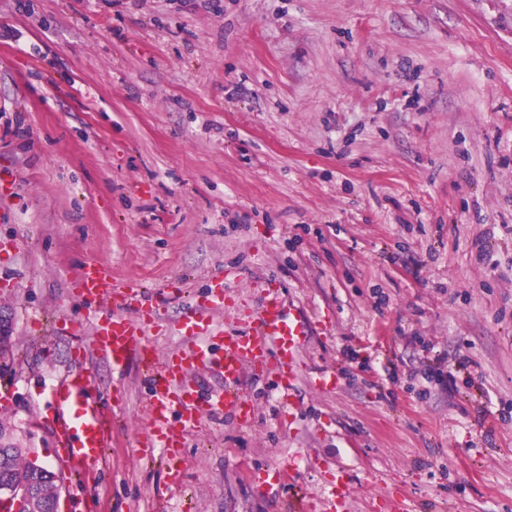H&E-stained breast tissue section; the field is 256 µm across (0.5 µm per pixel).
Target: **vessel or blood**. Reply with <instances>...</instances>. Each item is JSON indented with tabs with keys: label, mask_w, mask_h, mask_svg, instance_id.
<instances>
[{
	"label": "vessel or blood",
	"mask_w": 512,
	"mask_h": 512,
	"mask_svg": "<svg viewBox=\"0 0 512 512\" xmlns=\"http://www.w3.org/2000/svg\"><path fill=\"white\" fill-rule=\"evenodd\" d=\"M78 295L98 300L113 297L112 273L100 264L83 265L72 277ZM206 301L194 304L179 319L174 332L184 344L165 358H157L145 337L157 316L158 294L136 297L135 313L119 312L97 319L92 331L95 354L112 370H122L134 354H142L151 374L148 401L150 436L145 456L162 449L169 467H177L187 433L205 416L226 415L247 424L255 418V405L238 384L245 370H262L281 384L283 399H290L300 364L298 354L310 323L293 314L277 297L264 300L247 315L244 331L218 333L211 314L224 306V284L210 283ZM220 378V389L205 393L197 385L199 372ZM95 379L86 370L66 374L50 388L56 407L51 419L52 448L62 471L83 474L85 482L98 478L103 450L112 440V416L94 398ZM346 483L337 479L332 501L313 500L308 512H345Z\"/></svg>",
	"instance_id": "vessel-or-blood-1"
}]
</instances>
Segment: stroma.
Wrapping results in <instances>:
<instances>
[{"label": "stroma", "mask_w": 512, "mask_h": 512, "mask_svg": "<svg viewBox=\"0 0 512 512\" xmlns=\"http://www.w3.org/2000/svg\"><path fill=\"white\" fill-rule=\"evenodd\" d=\"M91 261L170 292L161 355L211 280L223 328L276 287L311 323L295 406L246 372L255 420L190 432L172 486L144 364L90 354ZM0 319V419L40 465L65 372L114 416L57 512H291L340 470L351 512H512V0H0Z\"/></svg>", "instance_id": "stroma-1"}]
</instances>
